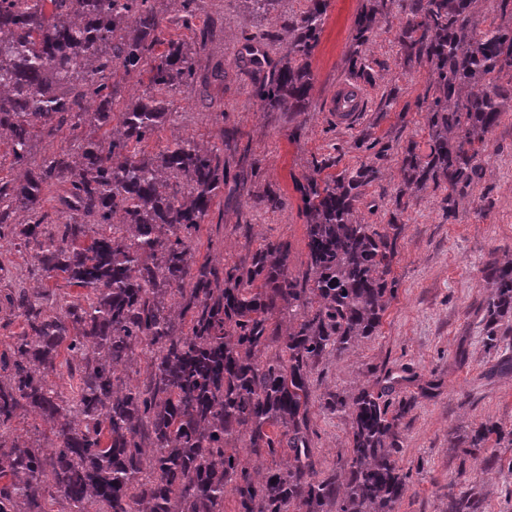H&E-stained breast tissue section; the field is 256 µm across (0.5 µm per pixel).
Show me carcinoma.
Here are the masks:
<instances>
[{
    "mask_svg": "<svg viewBox=\"0 0 512 512\" xmlns=\"http://www.w3.org/2000/svg\"><path fill=\"white\" fill-rule=\"evenodd\" d=\"M390 2L366 0L355 21L346 63L365 83L362 47ZM401 2L403 64L433 77L416 103L429 151L401 148L402 182L447 190L450 213L482 175L485 134L512 112V27L480 25L473 0ZM197 4L182 0L181 23L202 39ZM327 8L306 0L275 56L242 58L265 109L309 111ZM120 69L146 73L149 89L119 108ZM196 80L191 47L166 38L154 0H0V130L21 170L0 179V244L33 251L43 280L79 289L7 294L22 331L0 346V512H226L229 495L233 512H396L410 480L401 422L440 383L405 370L349 396L315 387L319 366L377 336L397 291L402 223L356 218L379 169L326 175V159L305 176L304 272L272 239L243 264L201 261L195 238L214 201L252 172L235 160L239 132L205 149L190 136L141 150L178 120L174 94ZM66 131L71 143L31 165L34 140ZM360 145L379 157L393 148L368 133ZM53 184L64 193L52 217ZM487 269L494 345L512 321V262ZM315 407L350 419L343 467L315 454ZM26 416L51 425L52 447L20 440ZM492 436L512 446V432L485 423L464 448L487 471ZM482 503L473 486L448 490V512Z\"/></svg>",
    "mask_w": 512,
    "mask_h": 512,
    "instance_id": "obj_1",
    "label": "carcinoma"
}]
</instances>
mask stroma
Wrapping results in <instances>:
<instances>
[{"label": "stroma", "mask_w": 512, "mask_h": 512, "mask_svg": "<svg viewBox=\"0 0 512 512\" xmlns=\"http://www.w3.org/2000/svg\"><path fill=\"white\" fill-rule=\"evenodd\" d=\"M364 3L329 0L312 62V109L299 118L264 111L254 96L252 78L238 67L234 53L248 41L275 50L269 34L280 32L283 18L299 14L305 0H281L274 21L250 14L242 0H205L218 26L208 51L198 59V73L207 82L177 96L181 117L177 125L164 127L159 138L167 141L180 133L205 145L220 141L226 127H237L242 144L249 147L248 159L257 163L252 195L274 194L282 205L254 209L232 198L218 200L200 232V253L217 261L242 262L262 239H280L288 244L296 273L305 270L307 261L306 218L298 189L303 176L315 161L328 157L339 172L379 161L381 178L366 188L357 217L365 224L387 223L395 199L403 198L401 253L394 268L397 294L378 335L332 359L320 389L349 392L389 368L441 378L440 394L419 402L402 421L400 464L411 482L397 512H447L449 487L467 484L481 490L483 512H512V447L498 449L500 464L489 474L464 456L457 442L483 422L512 431V324L499 326L497 346H487L485 314L492 290L482 273L490 257L504 261L512 256V112L486 134L482 177L457 196L452 214H444V192L435 186L402 192L397 154L378 159L356 147L360 136L370 132L428 147L426 115L416 102L432 78L428 67L408 68L401 61L390 32L399 6H392L364 47L376 82L364 87L367 104L359 121L337 126L327 110L337 84L351 77L345 59ZM219 64L224 77L211 80ZM389 91L397 103L391 111H379L380 99ZM314 424L325 464L345 463L349 418L319 415Z\"/></svg>", "instance_id": "35a3bbf8"}]
</instances>
